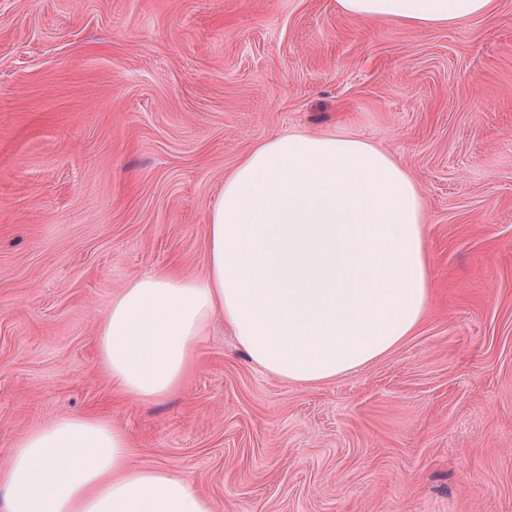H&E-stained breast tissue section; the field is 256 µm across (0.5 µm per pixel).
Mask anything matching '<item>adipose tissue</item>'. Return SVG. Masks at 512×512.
Listing matches in <instances>:
<instances>
[{
  "mask_svg": "<svg viewBox=\"0 0 512 512\" xmlns=\"http://www.w3.org/2000/svg\"><path fill=\"white\" fill-rule=\"evenodd\" d=\"M494 0H338L355 19L448 25ZM423 201L404 167L341 133L256 145L208 214L203 279L153 271L122 288L98 326L100 364L123 393L178 389L214 317L280 379L327 382L413 336L433 283ZM0 512H212L186 472L131 461L124 430L62 417L11 444Z\"/></svg>",
  "mask_w": 512,
  "mask_h": 512,
  "instance_id": "ef3b65f1",
  "label": "adipose tissue"
}]
</instances>
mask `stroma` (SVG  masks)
Returning <instances> with one entry per match:
<instances>
[{"mask_svg":"<svg viewBox=\"0 0 512 512\" xmlns=\"http://www.w3.org/2000/svg\"><path fill=\"white\" fill-rule=\"evenodd\" d=\"M292 131L356 135L417 184L420 327L303 385L217 319L178 391L120 394L113 295L204 276L225 177ZM69 416L192 472L214 512H512V0L439 27L337 0H0V468Z\"/></svg>","mask_w":512,"mask_h":512,"instance_id":"1","label":"stroma"}]
</instances>
